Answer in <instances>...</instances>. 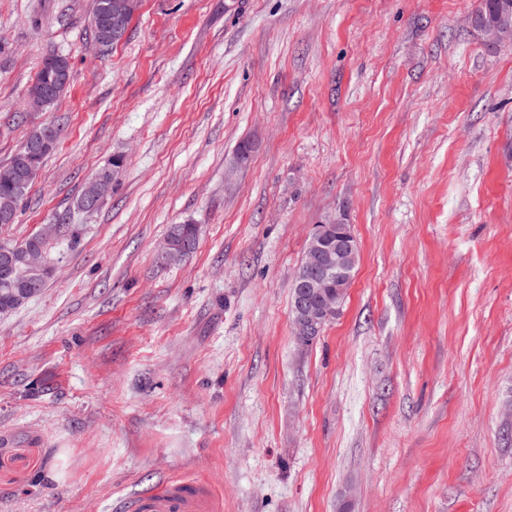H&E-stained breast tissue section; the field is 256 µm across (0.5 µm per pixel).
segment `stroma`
<instances>
[{"instance_id":"stroma-1","label":"stroma","mask_w":512,"mask_h":512,"mask_svg":"<svg viewBox=\"0 0 512 512\" xmlns=\"http://www.w3.org/2000/svg\"><path fill=\"white\" fill-rule=\"evenodd\" d=\"M478 4L141 0L104 47L91 0H0V167L59 130L0 240L63 227L0 315V512L174 480L220 512H512V43ZM50 53L70 85L33 112ZM338 215L358 263L302 347L293 282ZM107 192V178L103 172L95 175L84 191L82 205L88 210H93ZM167 238L178 248L185 249L187 255L195 250L199 239V228L196 224H172L169 228ZM165 239L161 256L167 262H176L174 257V245Z\"/></svg>"}]
</instances>
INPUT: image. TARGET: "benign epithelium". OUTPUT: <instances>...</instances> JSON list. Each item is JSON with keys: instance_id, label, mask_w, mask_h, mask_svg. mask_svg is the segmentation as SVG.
<instances>
[{"instance_id": "benign-epithelium-1", "label": "benign epithelium", "mask_w": 512, "mask_h": 512, "mask_svg": "<svg viewBox=\"0 0 512 512\" xmlns=\"http://www.w3.org/2000/svg\"><path fill=\"white\" fill-rule=\"evenodd\" d=\"M139 7V0H110L107 5L112 17V40L120 39L126 20L133 16ZM487 38L494 43L512 41V23L503 20L485 30ZM56 77L53 87L42 90L39 97L28 99V106L35 112L43 110V102L52 97L53 93L69 82L68 70L60 62H55ZM55 140V130L50 125L31 131L25 150L31 161L44 153ZM25 191V183H17L12 194L0 199V223L11 224L15 219L16 203ZM107 192V178L104 173L95 175L84 191L82 205L89 210L94 209L102 196ZM357 251V240L351 225L344 222L341 216L328 224H318L310 239L307 259L303 265V273L296 288L292 303L295 335L300 345L306 346L320 335L324 324L336 314L337 297L332 287H341L350 275L348 261ZM27 264L36 274L43 270H51L48 259L41 250L30 247L23 251ZM13 247L0 245V263L12 265L19 253Z\"/></svg>"}]
</instances>
